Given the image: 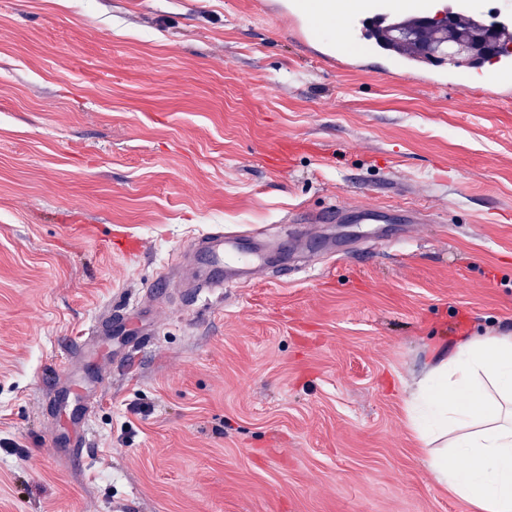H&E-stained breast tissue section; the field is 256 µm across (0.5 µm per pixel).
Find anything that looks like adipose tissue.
Returning a JSON list of instances; mask_svg holds the SVG:
<instances>
[{
    "mask_svg": "<svg viewBox=\"0 0 512 512\" xmlns=\"http://www.w3.org/2000/svg\"><path fill=\"white\" fill-rule=\"evenodd\" d=\"M435 481L467 512H512V332L461 337L409 393Z\"/></svg>",
    "mask_w": 512,
    "mask_h": 512,
    "instance_id": "ef3b65f1",
    "label": "adipose tissue"
}]
</instances>
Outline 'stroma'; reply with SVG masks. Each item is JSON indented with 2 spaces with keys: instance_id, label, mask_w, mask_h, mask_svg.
Here are the masks:
<instances>
[{
  "instance_id": "stroma-1",
  "label": "stroma",
  "mask_w": 512,
  "mask_h": 512,
  "mask_svg": "<svg viewBox=\"0 0 512 512\" xmlns=\"http://www.w3.org/2000/svg\"><path fill=\"white\" fill-rule=\"evenodd\" d=\"M314 55L249 0H0V512H463L406 400L512 329V99ZM334 204L432 220L294 221ZM217 230L269 259L194 311Z\"/></svg>"
}]
</instances>
